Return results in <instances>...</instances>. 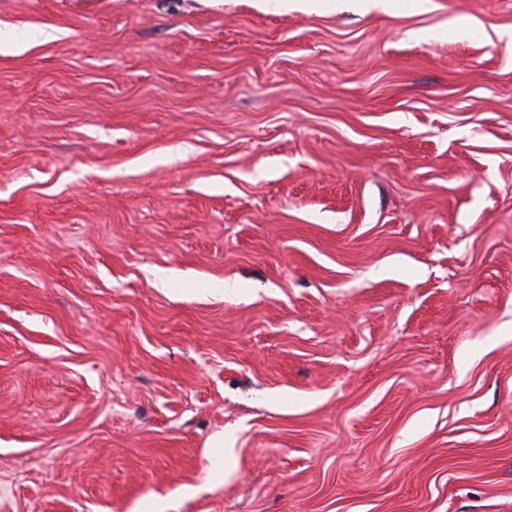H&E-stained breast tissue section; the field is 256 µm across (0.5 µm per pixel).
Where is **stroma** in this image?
<instances>
[{
    "mask_svg": "<svg viewBox=\"0 0 512 512\" xmlns=\"http://www.w3.org/2000/svg\"><path fill=\"white\" fill-rule=\"evenodd\" d=\"M386 2L0 0V512H512V0Z\"/></svg>",
    "mask_w": 512,
    "mask_h": 512,
    "instance_id": "obj_1",
    "label": "stroma"
}]
</instances>
